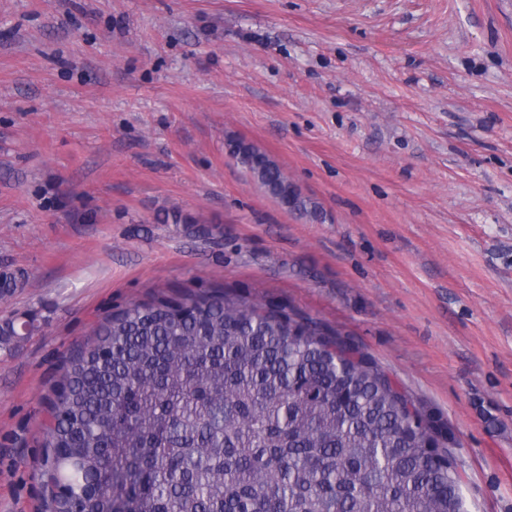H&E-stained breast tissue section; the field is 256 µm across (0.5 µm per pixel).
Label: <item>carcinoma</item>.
Here are the masks:
<instances>
[{
    "label": "carcinoma",
    "instance_id": "carcinoma-1",
    "mask_svg": "<svg viewBox=\"0 0 512 512\" xmlns=\"http://www.w3.org/2000/svg\"><path fill=\"white\" fill-rule=\"evenodd\" d=\"M230 156L301 218L321 209L263 150ZM159 224H198L179 210ZM22 276L0 270V297ZM36 330L0 326V343ZM46 512H465L450 444L342 334L221 285L159 292L64 360Z\"/></svg>",
    "mask_w": 512,
    "mask_h": 512
}]
</instances>
